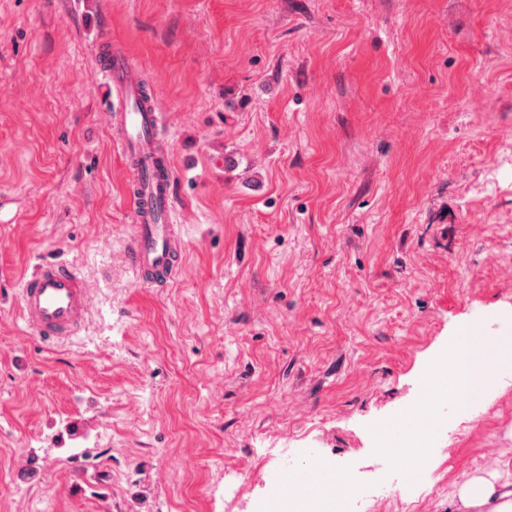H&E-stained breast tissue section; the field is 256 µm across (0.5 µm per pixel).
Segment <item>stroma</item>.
<instances>
[{
	"instance_id": "1",
	"label": "stroma",
	"mask_w": 512,
	"mask_h": 512,
	"mask_svg": "<svg viewBox=\"0 0 512 512\" xmlns=\"http://www.w3.org/2000/svg\"><path fill=\"white\" fill-rule=\"evenodd\" d=\"M169 114L186 253L166 288L100 277L131 230L98 24ZM512 0H0V512H257L318 449L323 501L369 476L512 482V379L448 411L417 475L370 433L449 339L512 327ZM236 163L220 167L224 155ZM95 279L78 342L20 319L35 259ZM93 418L72 446L73 419ZM42 477L17 480L19 465Z\"/></svg>"
}]
</instances>
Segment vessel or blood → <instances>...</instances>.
<instances>
[{
	"mask_svg": "<svg viewBox=\"0 0 512 512\" xmlns=\"http://www.w3.org/2000/svg\"><path fill=\"white\" fill-rule=\"evenodd\" d=\"M113 147L129 178L123 201L132 230L120 254L136 285L168 286L184 260L175 207V169L167 116L144 70L100 27L93 57ZM20 317L41 341L77 338L92 319V289L73 265L39 260L19 288Z\"/></svg>",
	"mask_w": 512,
	"mask_h": 512,
	"instance_id": "obj_1",
	"label": "vessel or blood"
}]
</instances>
